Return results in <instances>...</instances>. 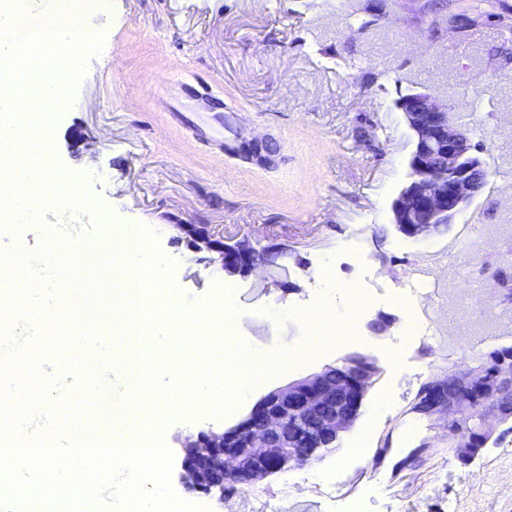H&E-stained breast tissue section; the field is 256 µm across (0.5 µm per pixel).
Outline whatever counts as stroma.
Wrapping results in <instances>:
<instances>
[{
  "label": "stroma",
  "mask_w": 512,
  "mask_h": 512,
  "mask_svg": "<svg viewBox=\"0 0 512 512\" xmlns=\"http://www.w3.org/2000/svg\"><path fill=\"white\" fill-rule=\"evenodd\" d=\"M95 22L110 40L49 129L74 206L44 210V223L68 247L108 241L119 226L148 228L173 265L178 300L231 301V342L288 358L230 413L164 414L175 493L194 497L176 436L233 428L271 390L363 353L380 374L336 448L207 497L212 512H344L355 498L363 512H512V429L492 423L487 448L464 464L447 426L414 410L427 381L512 346L490 320L503 307L498 289L512 283V238L487 232L512 224V0H101ZM414 90L455 106L491 171L457 224L420 242L390 224L411 151L395 102ZM201 91L230 119L226 140L271 139L273 165L191 142L170 122L167 95L188 103ZM74 126L85 135L76 148ZM176 221L284 252L255 274L227 276L178 240ZM412 275L444 288L417 306L435 322L417 336L404 335L408 313L394 300ZM325 309L355 315L357 336L324 337L300 356ZM451 312L486 332L481 349L461 341L447 351ZM381 316L391 324L377 334L370 324ZM122 397L116 382L111 404L84 406L86 438L114 437Z\"/></svg>",
  "instance_id": "stroma-1"
}]
</instances>
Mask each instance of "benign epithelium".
<instances>
[{
	"label": "benign epithelium",
	"instance_id": "7a95c632",
	"mask_svg": "<svg viewBox=\"0 0 512 512\" xmlns=\"http://www.w3.org/2000/svg\"><path fill=\"white\" fill-rule=\"evenodd\" d=\"M412 136L407 180L391 205V224L404 238L426 239L456 223L477 199L489 179L486 160L470 130L453 119L454 107L430 93L412 92L396 102ZM240 151L262 164L272 151L253 138ZM197 252L229 276L246 277L264 253L243 240L216 237L205 224L177 225ZM380 373L375 359L357 353L342 365L329 367L268 393L251 413L227 431L208 429L185 436L181 480L187 489L224 498V483L252 485L295 465L318 460L324 442H335L356 422L367 391ZM512 387V349L497 350L488 371L462 370L446 379L428 381L417 396L415 411L448 415L454 430L452 447L469 458L478 456L490 435L485 422L512 417L501 406V389Z\"/></svg>",
	"mask_w": 512,
	"mask_h": 512
}]
</instances>
